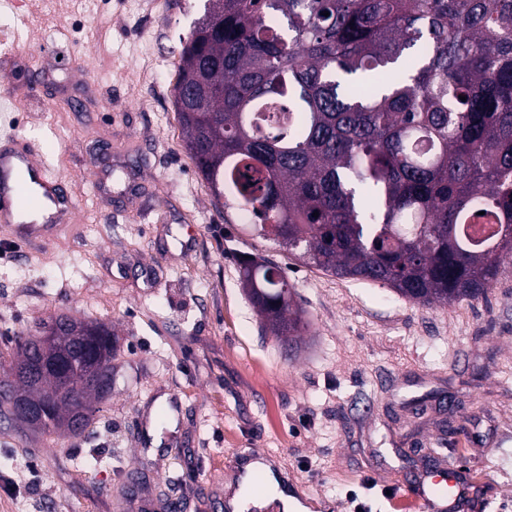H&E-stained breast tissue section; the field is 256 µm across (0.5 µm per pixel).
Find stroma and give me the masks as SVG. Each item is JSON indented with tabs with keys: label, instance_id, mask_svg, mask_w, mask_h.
Returning a JSON list of instances; mask_svg holds the SVG:
<instances>
[{
	"label": "stroma",
	"instance_id": "obj_1",
	"mask_svg": "<svg viewBox=\"0 0 512 512\" xmlns=\"http://www.w3.org/2000/svg\"><path fill=\"white\" fill-rule=\"evenodd\" d=\"M202 0H0V136L76 198L46 250L0 231V351L38 320L111 325L112 394L76 437L0 429V512H224L243 448L310 512H420L400 484L458 469L468 512H512V270L425 306L285 257L224 221L174 106ZM38 80L40 98L27 93ZM278 264L307 329L263 330L238 255Z\"/></svg>",
	"mask_w": 512,
	"mask_h": 512
}]
</instances>
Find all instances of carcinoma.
Masks as SVG:
<instances>
[{
  "instance_id": "carcinoma-1",
  "label": "carcinoma",
  "mask_w": 512,
  "mask_h": 512,
  "mask_svg": "<svg viewBox=\"0 0 512 512\" xmlns=\"http://www.w3.org/2000/svg\"><path fill=\"white\" fill-rule=\"evenodd\" d=\"M179 57L181 132L225 223L247 211L285 254L423 305L482 298L512 266V0H204ZM239 275L265 329L297 341L281 267L245 255ZM83 359L69 344L55 362ZM2 366L33 400L56 387L54 362ZM105 399L86 396L80 430Z\"/></svg>"
}]
</instances>
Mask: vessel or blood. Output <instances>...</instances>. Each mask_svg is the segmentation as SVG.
<instances>
[{
  "label": "vessel or blood",
  "instance_id": "1",
  "mask_svg": "<svg viewBox=\"0 0 512 512\" xmlns=\"http://www.w3.org/2000/svg\"><path fill=\"white\" fill-rule=\"evenodd\" d=\"M45 168L33 144L22 139L0 143V227L27 247L49 248L75 209L64 179L47 176ZM44 209L49 212L45 223L32 221V214ZM403 487L421 500L424 512H458L462 502L460 481L453 473L407 480Z\"/></svg>",
  "mask_w": 512,
  "mask_h": 512
}]
</instances>
